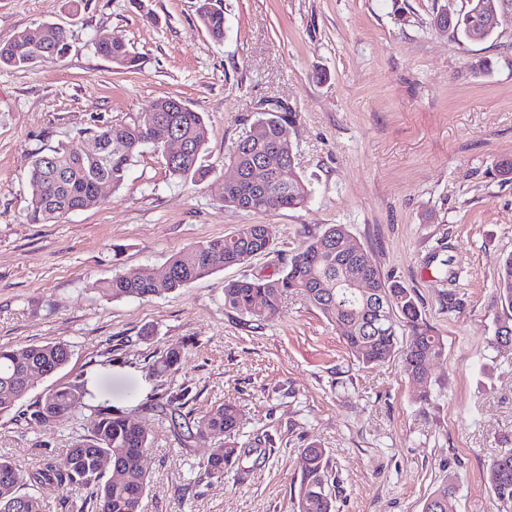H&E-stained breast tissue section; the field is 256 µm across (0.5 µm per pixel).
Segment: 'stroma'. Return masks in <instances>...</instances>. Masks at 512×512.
<instances>
[{"label": "stroma", "instance_id": "35a3bbf8", "mask_svg": "<svg viewBox=\"0 0 512 512\" xmlns=\"http://www.w3.org/2000/svg\"><path fill=\"white\" fill-rule=\"evenodd\" d=\"M224 39L209 37L199 0H0V42L46 23L70 49L29 69L0 67V346L64 341L67 365L27 395L75 381L79 412L49 424L0 414V456L38 466L63 457L100 405L146 429L150 490L145 512H291L302 448H326L339 480L336 512H422L446 480L448 512H497L483 474L512 448V347L493 349L491 295L512 254V181L494 171L512 159V8L481 43L437 33L438 9L465 0H219ZM123 36L138 64L116 69L97 41ZM488 58L486 74L471 65ZM173 96L203 113L210 178L168 175L145 149L101 206L32 224L28 174L36 152L82 128L135 118ZM296 112L291 142L311 184L306 207L255 213L224 204L228 149L267 103ZM266 225L271 248L180 290L113 299V275L163 272L177 252ZM342 224L370 251L383 278L417 298L445 343L428 404L416 403L398 329L388 362L363 367L341 335L301 296L274 319L246 325L224 308L225 283L281 273L309 235ZM452 245L455 283L432 256ZM465 309L448 312V289ZM186 345L180 369L149 365ZM189 386V410L230 402L237 436L266 450L246 472L202 482L198 463L217 444L180 435L159 411L165 393Z\"/></svg>", "mask_w": 512, "mask_h": 512}]
</instances>
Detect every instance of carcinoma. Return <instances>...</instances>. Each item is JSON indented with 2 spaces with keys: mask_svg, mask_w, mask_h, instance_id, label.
Masks as SVG:
<instances>
[{
  "mask_svg": "<svg viewBox=\"0 0 512 512\" xmlns=\"http://www.w3.org/2000/svg\"><path fill=\"white\" fill-rule=\"evenodd\" d=\"M199 20L211 39L224 40V12L203 0ZM483 14L477 5L448 26V34L468 42L482 32ZM47 38L54 55L69 50L65 30L47 25ZM97 52L110 63L132 69L137 57L125 39L112 35L96 43ZM37 64L32 47L21 34L0 42V66L32 68ZM176 101L166 97L153 101L147 111L131 122H115L96 130L80 131L69 143L35 155L29 174V219L46 223L73 211L94 208L98 184L121 187L133 159L145 146L164 151L166 140L176 135L186 140L190 150L178 160H164L169 176L202 183L211 174L202 154L209 129L202 113L190 108L164 112L165 122L151 126L150 116ZM296 123L294 112H262L227 155V162L242 171L244 180L224 186V204L248 212H270L306 206L312 191L297 167L273 155V147L285 129ZM90 139L120 140L124 148L107 159L92 160L83 150ZM351 237L342 224H332L322 233L311 235L288 259L275 278L241 279L224 285V308L241 320L261 324L273 318L288 296H303L329 322L340 330L347 350L368 367L389 361L397 342V327L403 323L412 330L404 352L403 368L416 399L427 402L435 384L430 362L443 355V339L423 321L414 296L396 281L385 280L369 252L360 255L336 250V240ZM270 241L259 224H243L233 234L199 242L173 255L167 273L158 277L145 269L134 277L116 275L101 283L100 290L112 298L165 296L224 267L242 264L268 252ZM432 262L443 278L454 279L452 258L434 254ZM361 275L371 280L374 293L364 297L345 282ZM495 302L502 313L497 316L491 347L502 338L512 342V255L506 257L495 282ZM185 347L173 346L153 364L161 374L176 372ZM70 348L63 341L23 347H0V413L14 409L34 386L31 375L56 374L69 361ZM83 383L57 385L22 412L30 422L46 424L59 416L74 414L82 406ZM189 389L181 388L165 396L162 412L174 428L186 430L187 437H221L199 463V479H221L234 467H241L253 454L265 455L257 441L235 437L240 410L231 403L212 407L198 417L183 413ZM150 450L145 429L131 416L117 414L103 405L97 420L87 432L77 436L64 457L47 456L38 466L25 469L15 461L0 457V512H46L40 497L23 491L25 486L55 485L74 496L71 512H145L144 501L150 476L143 457ZM304 467L294 493L293 512H335V479L326 450L316 444L302 449ZM485 482L503 512H512V450L495 457L486 470ZM455 493L445 481L427 499L423 512H448V499Z\"/></svg>",
  "mask_w": 512,
  "mask_h": 512,
  "instance_id": "carcinoma-1",
  "label": "carcinoma"
}]
</instances>
